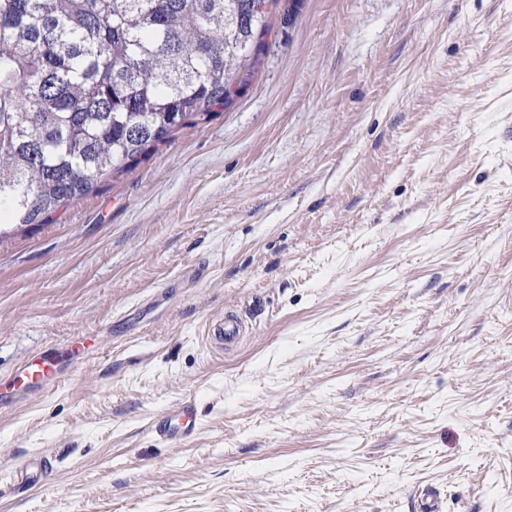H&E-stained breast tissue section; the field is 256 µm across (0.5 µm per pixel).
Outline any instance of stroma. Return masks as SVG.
<instances>
[{
  "instance_id": "stroma-1",
  "label": "stroma",
  "mask_w": 512,
  "mask_h": 512,
  "mask_svg": "<svg viewBox=\"0 0 512 512\" xmlns=\"http://www.w3.org/2000/svg\"><path fill=\"white\" fill-rule=\"evenodd\" d=\"M271 23L228 108L0 226V382L92 341L0 407V512H512V0ZM227 309L252 331L218 348ZM66 353L56 348L46 349L30 358L12 379V387H0V406L11 402L16 396L41 392L58 382L64 369ZM15 392L14 395H12ZM199 427V421L194 406L181 404L154 420V434L163 441L176 444L192 436ZM56 467V460L51 456L34 455L28 457L11 469L10 477L18 488L45 483Z\"/></svg>"
}]
</instances>
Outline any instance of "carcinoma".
Segmentation results:
<instances>
[{
	"instance_id": "obj_1",
	"label": "carcinoma",
	"mask_w": 512,
	"mask_h": 512,
	"mask_svg": "<svg viewBox=\"0 0 512 512\" xmlns=\"http://www.w3.org/2000/svg\"><path fill=\"white\" fill-rule=\"evenodd\" d=\"M280 0H0V224L51 215L226 109Z\"/></svg>"
}]
</instances>
